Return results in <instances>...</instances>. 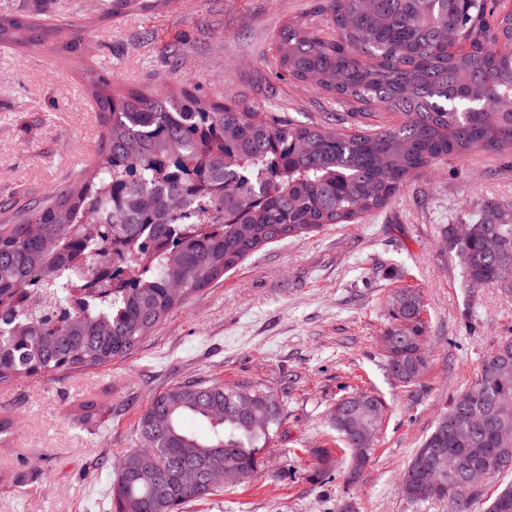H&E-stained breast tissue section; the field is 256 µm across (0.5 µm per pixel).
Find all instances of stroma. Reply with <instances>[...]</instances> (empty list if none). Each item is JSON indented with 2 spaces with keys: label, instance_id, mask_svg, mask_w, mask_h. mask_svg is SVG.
Masks as SVG:
<instances>
[{
  "label": "stroma",
  "instance_id": "obj_1",
  "mask_svg": "<svg viewBox=\"0 0 512 512\" xmlns=\"http://www.w3.org/2000/svg\"><path fill=\"white\" fill-rule=\"evenodd\" d=\"M99 3L0 0V13L71 22L90 43L77 58L49 43H0V223L70 185L95 157L93 74L111 73L120 89L180 83L284 122L341 117L346 130L360 126L349 106L276 75L273 36L311 0H176L104 22ZM487 202L512 210V161L492 151L448 158L358 223L268 244L173 310L128 357L0 383V421L9 425L0 434V512H108L107 474L138 447L140 413L155 393L187 382L271 392L281 424L246 482L183 512H448L439 501H412L400 481L450 400L512 336V297L469 287L445 239ZM399 288L422 297L431 354L409 386L382 356L385 302ZM359 391L386 411L352 483L331 414ZM90 399L94 408L80 412ZM320 448L332 463L315 481Z\"/></svg>",
  "mask_w": 512,
  "mask_h": 512
}]
</instances>
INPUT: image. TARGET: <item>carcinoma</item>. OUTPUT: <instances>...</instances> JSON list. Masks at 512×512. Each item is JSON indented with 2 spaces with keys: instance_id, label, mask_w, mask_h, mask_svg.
I'll list each match as a JSON object with an SVG mask.
<instances>
[{
  "instance_id": "cac0c4a2",
  "label": "carcinoma",
  "mask_w": 512,
  "mask_h": 512,
  "mask_svg": "<svg viewBox=\"0 0 512 512\" xmlns=\"http://www.w3.org/2000/svg\"><path fill=\"white\" fill-rule=\"evenodd\" d=\"M170 0H102L100 20L164 8ZM312 18L274 36L277 74L309 84L390 123L347 133L261 118L237 102L187 87L147 93L88 81L101 122L93 164L67 189L0 224V382L105 366L131 354L176 307L274 241L384 208L420 169L486 149L512 155V9L501 0H313ZM458 30L456 48L448 30ZM28 15L0 14V43L77 57L81 38ZM495 103L490 120L482 110ZM95 218L97 237L83 235ZM449 246L473 288L512 284V219L468 223ZM504 289V288H502ZM512 294V287L504 289ZM386 366L414 385L430 354L421 296L388 301ZM512 337L501 339L475 380L438 420L402 475L442 448L467 465L512 460ZM332 416L355 465L383 422L381 399L359 392ZM267 421L255 428L253 417ZM281 423L273 395L220 383H178L154 395L138 422L141 445L108 479L110 512H179L215 488L230 467L243 478ZM193 448L188 456L184 449ZM448 466L411 487L415 502L448 501L471 512L483 490L448 496ZM488 512H512V484Z\"/></svg>"
}]
</instances>
